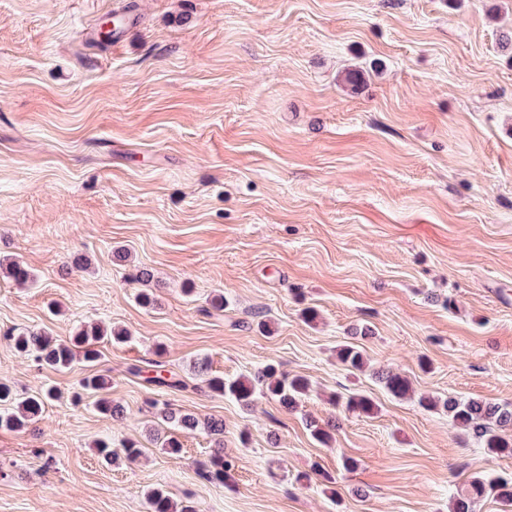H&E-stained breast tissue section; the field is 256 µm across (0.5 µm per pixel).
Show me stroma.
Listing matches in <instances>:
<instances>
[{
	"instance_id": "stroma-1",
	"label": "stroma",
	"mask_w": 512,
	"mask_h": 512,
	"mask_svg": "<svg viewBox=\"0 0 512 512\" xmlns=\"http://www.w3.org/2000/svg\"><path fill=\"white\" fill-rule=\"evenodd\" d=\"M128 4L119 42L84 41ZM510 35L512 0H0V258L34 275H0V382L64 393L0 429V512H147L151 488L196 512H448L472 473L512 477L416 401L512 407ZM91 324L130 334L97 366L120 421L84 364L9 339ZM362 326L371 370L354 375L336 347ZM154 360L188 379L272 363L314 390L246 410L127 372ZM388 368L414 398L375 380ZM354 391L377 413L332 404ZM153 399L223 420L228 483L205 477L203 430L159 447ZM309 416L335 421L329 444ZM97 438L141 454L106 464Z\"/></svg>"
}]
</instances>
